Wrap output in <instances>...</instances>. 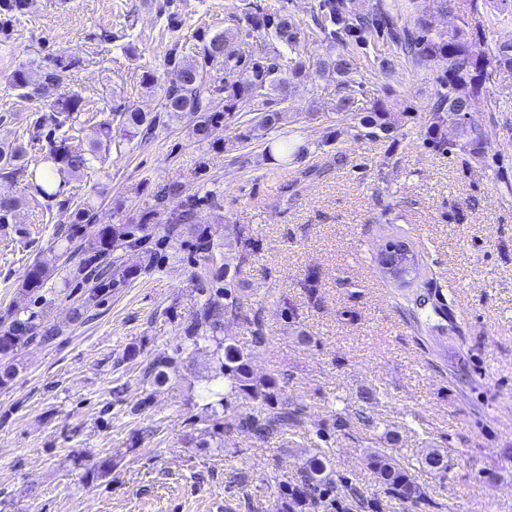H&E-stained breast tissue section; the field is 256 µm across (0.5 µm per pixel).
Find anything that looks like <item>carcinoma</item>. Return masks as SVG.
<instances>
[{
  "label": "carcinoma",
  "mask_w": 512,
  "mask_h": 512,
  "mask_svg": "<svg viewBox=\"0 0 512 512\" xmlns=\"http://www.w3.org/2000/svg\"><path fill=\"white\" fill-rule=\"evenodd\" d=\"M462 0H428V6L412 23L384 4L361 13L354 10L351 0H321L314 19L320 42L336 48L318 58L316 66L336 76L338 97L332 108L355 121L359 135L386 138L396 129L393 106L387 98H376L367 112L360 114L354 105L363 83L357 79L351 48L366 45L369 40L382 39L394 48L381 64L384 71L395 65L396 59L422 68L434 60L445 67L436 77L430 119L426 129L429 142L441 148L447 144L446 131L453 126L461 151L480 158L488 145V133L482 127L463 120L465 113L474 112L484 100L486 67L495 65L504 73H512V40L486 46L483 29L463 19L448 29L434 27V14H458ZM494 17L512 20V0H484ZM231 16L234 28L210 37L199 35L201 59L186 60L174 55L167 66L174 73L169 84L161 86L160 113L150 114L136 107L116 110L115 119L124 136L132 138L151 131L166 118L168 123H184L195 142H211L213 132L221 126H235L237 142L248 144L266 138L268 133L289 123V109L283 106L287 92L307 78L311 62L300 52L301 31L283 11L269 12L259 4L239 6ZM256 38L268 46L247 53L234 50L231 44L238 37ZM224 64V84L215 85L206 78L207 65L215 57ZM75 59H61L55 68L34 79L33 71L22 66L10 77L12 88L25 99L39 97L43 84H57L66 79L75 66ZM224 94V111L209 109L211 96ZM246 101L258 103L251 117L240 112ZM86 101L82 94L73 93L53 105L48 149L40 159L29 164L23 161L22 145L0 147V175L5 178H25L34 191V198L58 200L64 207L67 199H59L62 185L79 177L95 166L102 151L110 149L111 122H99L89 128L81 126V114ZM85 135L88 148L71 144ZM180 197L174 208L166 205L171 196ZM157 208L142 216L138 224H94L90 206L78 208V223L67 229L66 240L91 237V243L80 257L74 277L93 282L81 303L71 309L72 319L83 320L93 307L100 306L112 290L126 286L136 277L154 270L162 255L160 249L173 238L183 239L187 247L202 254L206 268L196 277L195 289L201 297L183 333L199 349L212 350L216 363L209 386L194 403L197 413L192 424H204L213 435L224 432H246L258 440L278 439L288 444L297 442L305 430V409L288 404L281 396L278 381L268 376L260 381L253 378L249 354L231 339L222 336L224 323H237L250 332L258 344L265 339L257 313L249 303L245 283L227 277L229 266L217 258L216 247L207 228L194 223L202 198L181 196V191L163 186L156 192ZM50 277L41 264L32 265L19 289V299L6 313L0 324V387H5L17 372L14 358L18 350L35 341L48 343L60 330L40 320L28 301L39 295ZM182 347L173 353H161L141 364V380L163 383L179 372ZM246 395L259 401V406L223 423L221 414L231 401ZM421 464L444 479L451 470L448 457L430 448ZM369 469L387 498L398 502L401 512H452V506L436 501L429 490L415 481L393 455L391 448H373L365 455ZM274 512H307L318 501L330 498L341 512H380L381 500L368 495L358 485L335 474L328 452L317 448L305 459L294 481H276Z\"/></svg>",
  "instance_id": "1"
}]
</instances>
